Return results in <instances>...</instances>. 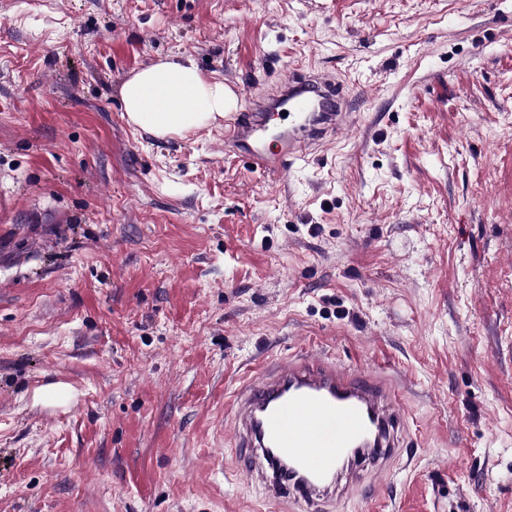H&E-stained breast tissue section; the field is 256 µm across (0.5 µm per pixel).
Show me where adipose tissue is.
<instances>
[{"label":"adipose tissue","instance_id":"obj_1","mask_svg":"<svg viewBox=\"0 0 512 512\" xmlns=\"http://www.w3.org/2000/svg\"><path fill=\"white\" fill-rule=\"evenodd\" d=\"M120 95L128 122L155 137L193 131L224 118L235 96L206 79L192 59H163L131 74Z\"/></svg>","mask_w":512,"mask_h":512}]
</instances>
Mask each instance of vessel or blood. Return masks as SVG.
Segmentation results:
<instances>
[{"label":"vessel or blood","instance_id":"b4317fda","mask_svg":"<svg viewBox=\"0 0 512 512\" xmlns=\"http://www.w3.org/2000/svg\"><path fill=\"white\" fill-rule=\"evenodd\" d=\"M224 123V150L275 177L335 140L347 114L340 86L311 70L275 94H242ZM390 379L302 354L261 366L229 406L247 478L290 512H336L360 485L356 460L385 475L403 447Z\"/></svg>","mask_w":512,"mask_h":512}]
</instances>
